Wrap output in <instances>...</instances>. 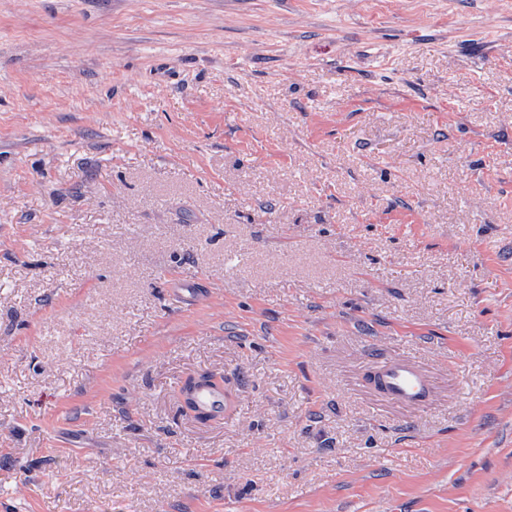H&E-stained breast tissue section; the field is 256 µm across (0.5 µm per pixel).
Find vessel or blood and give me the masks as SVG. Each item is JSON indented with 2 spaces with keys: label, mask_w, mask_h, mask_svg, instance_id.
Returning a JSON list of instances; mask_svg holds the SVG:
<instances>
[{
  "label": "vessel or blood",
  "mask_w": 512,
  "mask_h": 512,
  "mask_svg": "<svg viewBox=\"0 0 512 512\" xmlns=\"http://www.w3.org/2000/svg\"><path fill=\"white\" fill-rule=\"evenodd\" d=\"M371 383L384 397L404 405L422 406L431 397L427 373L409 358L380 359L373 369ZM190 400L197 415L213 419L227 417L232 409V398L220 384H196Z\"/></svg>",
  "instance_id": "obj_1"
}]
</instances>
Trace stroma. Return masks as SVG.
I'll use <instances>...</instances> for the list:
<instances>
[{"label":"stroma","mask_w":512,"mask_h":512,"mask_svg":"<svg viewBox=\"0 0 512 512\" xmlns=\"http://www.w3.org/2000/svg\"><path fill=\"white\" fill-rule=\"evenodd\" d=\"M0 512H512V0H0ZM371 384L387 399L404 405L423 406L432 393L427 373L409 358L380 359ZM190 400L195 407V413L200 416H209L213 419L227 417L232 409V398L219 383L200 382L190 392Z\"/></svg>","instance_id":"35a3bbf8"}]
</instances>
